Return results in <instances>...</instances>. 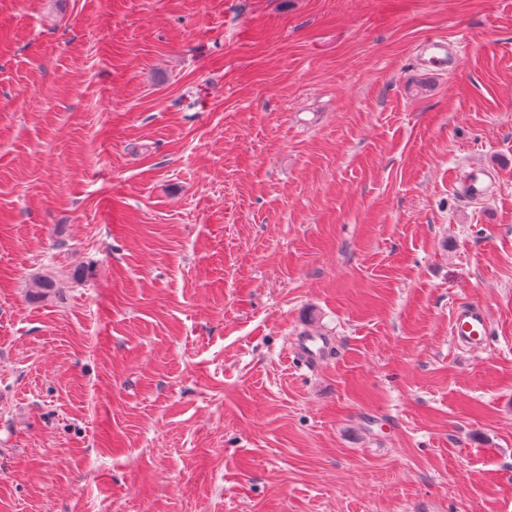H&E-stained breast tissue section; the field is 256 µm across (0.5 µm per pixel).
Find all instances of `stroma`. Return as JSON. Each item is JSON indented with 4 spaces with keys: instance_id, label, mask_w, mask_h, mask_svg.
<instances>
[{
    "instance_id": "1",
    "label": "stroma",
    "mask_w": 512,
    "mask_h": 512,
    "mask_svg": "<svg viewBox=\"0 0 512 512\" xmlns=\"http://www.w3.org/2000/svg\"><path fill=\"white\" fill-rule=\"evenodd\" d=\"M0 512H512V0H0ZM490 189V177L481 166H472L467 175L465 199L469 202L484 200ZM449 331L461 348L472 351L485 349L492 332L487 309L476 301L460 303L451 315ZM332 343L326 336L305 333L295 339L296 358L309 370L320 367L332 353Z\"/></svg>"
}]
</instances>
